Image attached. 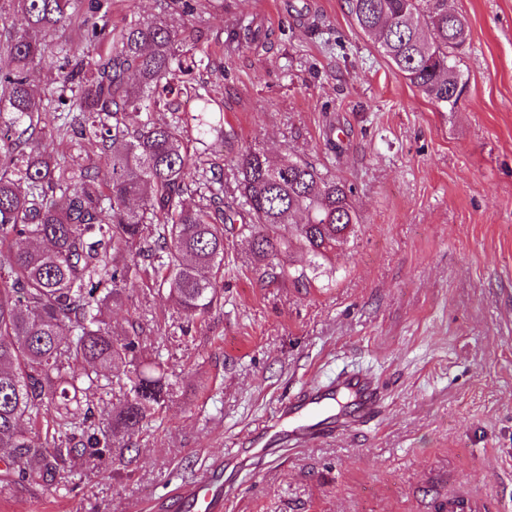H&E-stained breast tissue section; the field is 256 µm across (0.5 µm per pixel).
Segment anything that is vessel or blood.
<instances>
[{
    "mask_svg": "<svg viewBox=\"0 0 512 512\" xmlns=\"http://www.w3.org/2000/svg\"><path fill=\"white\" fill-rule=\"evenodd\" d=\"M378 402L375 384L360 373L342 374L328 384L311 383L280 407L275 420L252 435L241 455L246 460L260 456L280 439L296 445L322 439L370 416ZM223 477L224 467L218 464L183 485L179 491L183 512H223Z\"/></svg>",
    "mask_w": 512,
    "mask_h": 512,
    "instance_id": "1",
    "label": "vessel or blood"
}]
</instances>
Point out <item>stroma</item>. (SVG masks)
I'll list each match as a JSON object with an SVG mask.
<instances>
[{"mask_svg":"<svg viewBox=\"0 0 512 512\" xmlns=\"http://www.w3.org/2000/svg\"><path fill=\"white\" fill-rule=\"evenodd\" d=\"M209 94L231 138L203 154H295L352 185L356 236L299 284L255 271L245 238L224 258L222 305L180 315L141 282L112 309L146 324L145 355L172 373L167 404L123 468L91 463L43 490L0 476V512H152L224 460L310 381L363 373L377 412L243 471L225 512H440L449 493L512 512V0H448L469 42L466 93L437 108L357 28L344 0H196ZM270 40L228 49L239 21Z\"/></svg>","mask_w":512,"mask_h":512,"instance_id":"35a3bbf8","label":"stroma"}]
</instances>
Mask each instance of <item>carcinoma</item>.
<instances>
[{
  "mask_svg": "<svg viewBox=\"0 0 512 512\" xmlns=\"http://www.w3.org/2000/svg\"><path fill=\"white\" fill-rule=\"evenodd\" d=\"M346 5L423 97L457 107L455 57L469 29L448 0ZM11 12L25 25L0 33V463L13 479L48 488L77 458L116 460L114 449L132 447L164 408L167 370L138 359L143 326L110 329L131 277H146L184 316L185 336L221 302L228 235H246L256 270L278 278L288 275L284 254L328 258L360 215L351 186L304 159L272 163L258 151L235 160L236 195L224 197V169H200L183 135L186 122L195 143L224 144L221 110L199 94L180 117L170 98L178 74L208 67L210 51L184 52L167 18L115 26L112 0H0V19ZM73 24L94 55L60 39ZM54 58L64 72L45 102L34 73ZM142 112L143 123H128ZM153 112L175 117L157 122ZM53 139L102 161L107 182L92 164L69 175L47 148ZM194 196L198 204L186 205Z\"/></svg>",
  "mask_w": 512,
  "mask_h": 512,
  "instance_id": "carcinoma-1",
  "label": "carcinoma"
}]
</instances>
